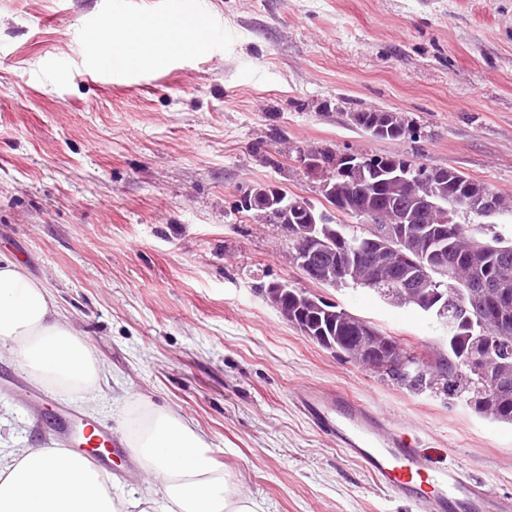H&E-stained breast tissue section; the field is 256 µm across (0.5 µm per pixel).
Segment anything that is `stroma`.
Returning <instances> with one entry per match:
<instances>
[{
  "label": "stroma",
  "instance_id": "1",
  "mask_svg": "<svg viewBox=\"0 0 512 512\" xmlns=\"http://www.w3.org/2000/svg\"><path fill=\"white\" fill-rule=\"evenodd\" d=\"M221 28L151 66L98 70L90 34L126 18ZM403 113L379 140L352 112ZM407 157L512 205V0H0V256L46 283L104 371L83 418L116 425L128 396L206 437L264 512H412L297 409L333 387L416 430L439 462L512 497V427L416 394L306 338L259 284L339 304L422 358L429 315L356 285L309 280L286 237L236 197L268 184L319 201L300 150ZM0 353V417L51 445L43 387ZM376 119L383 121L390 127V129L391 126H399L396 132L391 134L389 139H398L404 137L406 134L411 135L413 132L409 121L406 120L398 112H391L380 109H365L351 114V120L353 124L370 133L371 136L372 134L368 131V128L373 125V121ZM400 122L402 123L400 124Z\"/></svg>",
  "mask_w": 512,
  "mask_h": 512
}]
</instances>
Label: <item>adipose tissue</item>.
<instances>
[{"label":"adipose tissue","mask_w":512,"mask_h":512,"mask_svg":"<svg viewBox=\"0 0 512 512\" xmlns=\"http://www.w3.org/2000/svg\"><path fill=\"white\" fill-rule=\"evenodd\" d=\"M92 41L115 62L143 59L155 44L175 49L185 38L124 20L93 32ZM41 385L94 405L102 367L88 342L59 313L44 284L20 264L0 258V343ZM120 435L142 470L158 483L163 504L137 500L139 512H260L209 453L203 434L176 412L129 398ZM127 502L91 464L60 447H16L0 437V512H125Z\"/></svg>","instance_id":"1"}]
</instances>
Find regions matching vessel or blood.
<instances>
[{
	"label": "vessel or blood",
	"mask_w": 512,
	"mask_h": 512,
	"mask_svg": "<svg viewBox=\"0 0 512 512\" xmlns=\"http://www.w3.org/2000/svg\"><path fill=\"white\" fill-rule=\"evenodd\" d=\"M298 409L323 434L346 449L391 498L413 512H512V498L501 497L455 464L433 460L417 433L395 422L376 406L349 399L321 386L295 394ZM56 443L76 448L93 464L106 468L116 451L109 430L84 422L55 401H48Z\"/></svg>",
	"instance_id": "1"
}]
</instances>
